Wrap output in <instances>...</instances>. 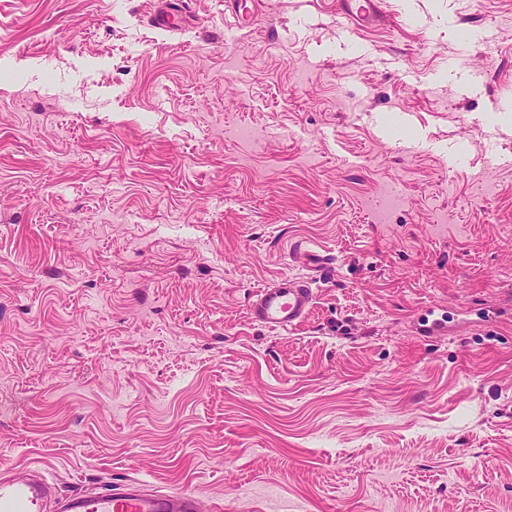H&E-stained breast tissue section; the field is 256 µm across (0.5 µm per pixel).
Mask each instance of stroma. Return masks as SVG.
Masks as SVG:
<instances>
[{
    "instance_id": "1",
    "label": "stroma",
    "mask_w": 512,
    "mask_h": 512,
    "mask_svg": "<svg viewBox=\"0 0 512 512\" xmlns=\"http://www.w3.org/2000/svg\"><path fill=\"white\" fill-rule=\"evenodd\" d=\"M224 2L0 0V467L512 512V0ZM340 13L343 18L364 24L378 21L380 12L375 0H340ZM311 279L284 278L278 285L259 288L249 306L253 321L272 330H288L309 315L314 301Z\"/></svg>"
}]
</instances>
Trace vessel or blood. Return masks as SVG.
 I'll return each instance as SVG.
<instances>
[{"instance_id":"obj_1","label":"vessel or blood","mask_w":512,"mask_h":512,"mask_svg":"<svg viewBox=\"0 0 512 512\" xmlns=\"http://www.w3.org/2000/svg\"><path fill=\"white\" fill-rule=\"evenodd\" d=\"M340 13L364 24L376 23L380 16L376 0H341ZM313 301L308 279L286 278L258 289L249 314L266 328L288 330L307 318ZM0 512H199V499L189 489L151 494L136 481L99 493L59 495L44 475L19 480L4 471L0 473Z\"/></svg>"}]
</instances>
